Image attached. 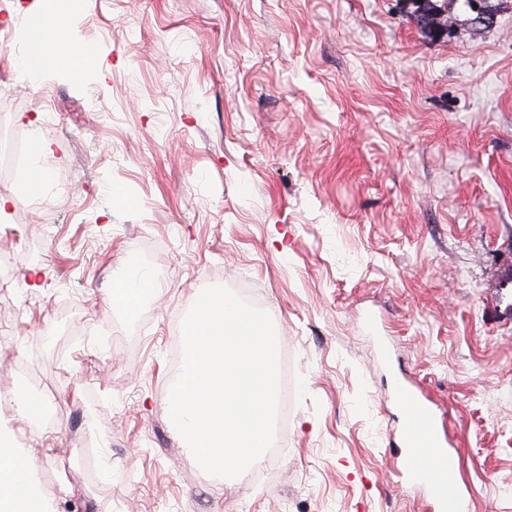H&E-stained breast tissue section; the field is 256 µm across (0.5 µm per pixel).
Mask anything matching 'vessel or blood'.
I'll use <instances>...</instances> for the list:
<instances>
[{
    "label": "vessel or blood",
    "mask_w": 512,
    "mask_h": 512,
    "mask_svg": "<svg viewBox=\"0 0 512 512\" xmlns=\"http://www.w3.org/2000/svg\"><path fill=\"white\" fill-rule=\"evenodd\" d=\"M393 393L403 413L399 472L409 481L424 482L438 512H456L461 490L457 472L448 463L435 413L402 380L394 381Z\"/></svg>",
    "instance_id": "obj_1"
}]
</instances>
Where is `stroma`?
<instances>
[{"instance_id": "35a3bbf8", "label": "stroma", "mask_w": 512, "mask_h": 512, "mask_svg": "<svg viewBox=\"0 0 512 512\" xmlns=\"http://www.w3.org/2000/svg\"><path fill=\"white\" fill-rule=\"evenodd\" d=\"M32 2L0 22L38 33L60 119L0 50V136L47 143L52 184L35 224L27 169L0 173V382L42 380L59 416L44 443L0 407V432L48 512H436L397 476V377L470 512H512V7L433 41L404 0H76L63 28ZM138 263L157 290L112 310ZM243 280L292 385L254 484L204 476L164 410L185 314Z\"/></svg>"}]
</instances>
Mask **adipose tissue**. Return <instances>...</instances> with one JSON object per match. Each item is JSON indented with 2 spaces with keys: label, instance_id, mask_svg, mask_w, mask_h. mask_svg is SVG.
<instances>
[{
  "label": "adipose tissue",
  "instance_id": "adipose-tissue-1",
  "mask_svg": "<svg viewBox=\"0 0 512 512\" xmlns=\"http://www.w3.org/2000/svg\"><path fill=\"white\" fill-rule=\"evenodd\" d=\"M156 286L151 270L133 273L114 282L108 294L113 308L136 311ZM31 456L13 447L9 439L0 437V512H44L42 500L31 481Z\"/></svg>",
  "mask_w": 512,
  "mask_h": 512
}]
</instances>
